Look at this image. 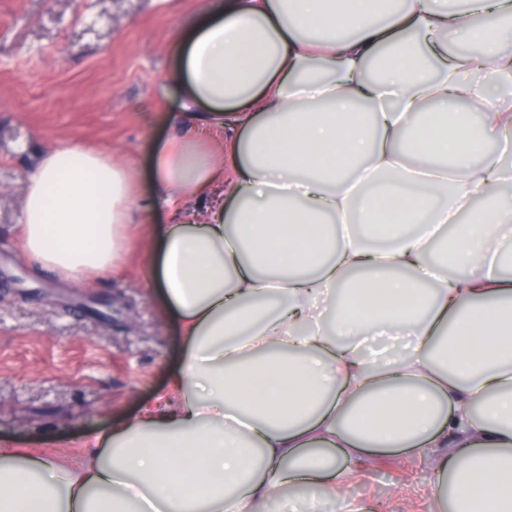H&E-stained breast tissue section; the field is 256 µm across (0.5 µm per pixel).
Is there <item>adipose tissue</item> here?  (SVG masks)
<instances>
[{
    "mask_svg": "<svg viewBox=\"0 0 512 512\" xmlns=\"http://www.w3.org/2000/svg\"><path fill=\"white\" fill-rule=\"evenodd\" d=\"M174 50L182 112L234 131L226 153L180 134L152 159L179 369L76 468L1 449L0 512H270L286 487L369 512L343 496L351 465L392 448L437 471V512H512V199L487 191L512 168L470 148L512 140V0H222ZM132 197L109 155L44 151L27 255L107 273ZM451 224L452 277L429 258Z\"/></svg>",
    "mask_w": 512,
    "mask_h": 512,
    "instance_id": "obj_1",
    "label": "adipose tissue"
}]
</instances>
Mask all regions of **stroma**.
Masks as SVG:
<instances>
[{"label":"stroma","instance_id":"1","mask_svg":"<svg viewBox=\"0 0 512 512\" xmlns=\"http://www.w3.org/2000/svg\"><path fill=\"white\" fill-rule=\"evenodd\" d=\"M205 0H0V439L73 465L89 438L166 389L184 338L149 277L164 212L151 208L154 149L180 118L174 32ZM82 145L138 179L118 267L77 284L19 245L37 153ZM437 475L414 449L368 458L346 493L374 512H431Z\"/></svg>","mask_w":512,"mask_h":512}]
</instances>
